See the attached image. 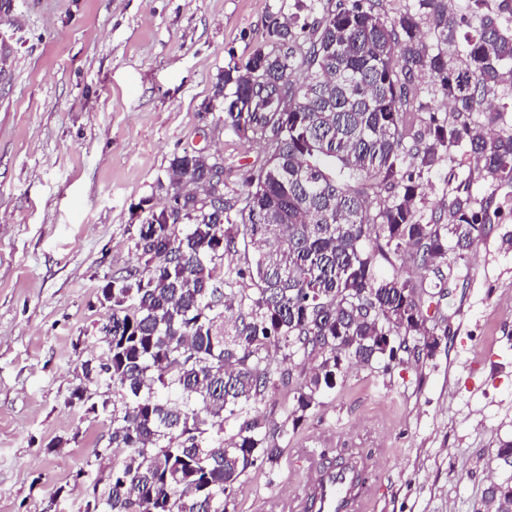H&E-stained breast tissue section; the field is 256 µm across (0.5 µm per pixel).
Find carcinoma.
Instances as JSON below:
<instances>
[{
    "label": "carcinoma",
    "instance_id": "obj_1",
    "mask_svg": "<svg viewBox=\"0 0 512 512\" xmlns=\"http://www.w3.org/2000/svg\"><path fill=\"white\" fill-rule=\"evenodd\" d=\"M266 31L277 50L228 65L213 90L224 122L266 142V162L226 198L205 158L174 156L169 185L203 182L209 194L183 201V223L148 225L135 264L101 291L112 332L99 327L104 356L82 363V390L112 394L101 402L112 448L97 453L112 456V478L92 488L87 512L144 503L145 512H228L248 469L283 452L250 417L271 382L269 349L290 364L319 359L288 408L294 428L346 365L430 355L441 338L426 327L416 288L396 267L380 275L378 259L408 252L437 269L500 213L466 187L447 213L423 217L422 175L455 161L457 148L483 180L512 182V133L488 128L512 110L502 101L512 95V0H469L465 15L448 0H412L393 17L362 0H295L294 12L269 16ZM299 53L304 69L293 81ZM419 74L450 107L422 129L407 118L423 108ZM406 155L412 171L398 166ZM240 234L253 263L216 277ZM245 277L252 289L235 287ZM233 421L239 429L227 439ZM482 507L512 512V474L488 480Z\"/></svg>",
    "mask_w": 512,
    "mask_h": 512
}]
</instances>
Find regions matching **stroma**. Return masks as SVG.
<instances>
[{"label":"stroma","instance_id":"obj_1","mask_svg":"<svg viewBox=\"0 0 512 512\" xmlns=\"http://www.w3.org/2000/svg\"><path fill=\"white\" fill-rule=\"evenodd\" d=\"M294 0H0V512H86L106 485L96 460L109 424L73 397L99 351L105 279L134 261L142 201L162 203L174 155L224 162V192L266 160L263 140L225 125L213 87L231 62L269 48V15ZM512 198L477 171L424 174L421 211L455 189ZM399 265L422 285L429 325L449 328L432 356L389 370L351 367L322 406L251 467L228 512H265L299 493L307 447L321 458L374 457L373 512H474L494 453L512 439V215L492 219L442 276ZM276 383L255 416L282 424L295 386Z\"/></svg>","mask_w":512,"mask_h":512}]
</instances>
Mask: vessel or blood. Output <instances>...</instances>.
I'll use <instances>...</instances> for the list:
<instances>
[{
  "mask_svg": "<svg viewBox=\"0 0 512 512\" xmlns=\"http://www.w3.org/2000/svg\"><path fill=\"white\" fill-rule=\"evenodd\" d=\"M303 492L298 499L275 502L271 512H368L370 498L362 472L368 461L351 455L334 467L303 451Z\"/></svg>",
  "mask_w": 512,
  "mask_h": 512,
  "instance_id": "vessel-or-blood-1",
  "label": "vessel or blood"
}]
</instances>
